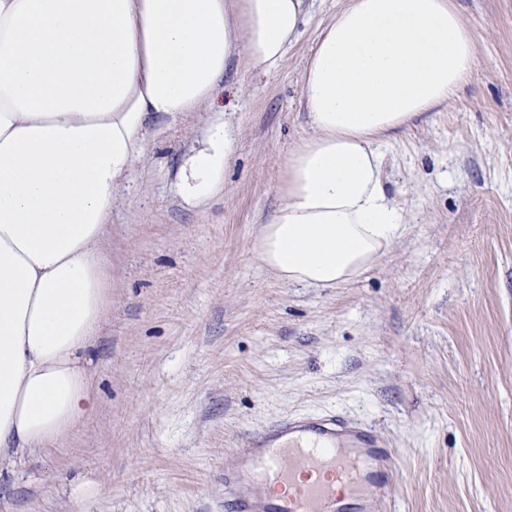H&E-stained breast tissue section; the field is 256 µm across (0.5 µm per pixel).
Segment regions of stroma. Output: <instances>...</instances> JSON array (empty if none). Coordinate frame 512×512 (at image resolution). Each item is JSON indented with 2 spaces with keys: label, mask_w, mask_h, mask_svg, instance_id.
Listing matches in <instances>:
<instances>
[{
  "label": "stroma",
  "mask_w": 512,
  "mask_h": 512,
  "mask_svg": "<svg viewBox=\"0 0 512 512\" xmlns=\"http://www.w3.org/2000/svg\"><path fill=\"white\" fill-rule=\"evenodd\" d=\"M455 2L476 67L387 149L408 230L353 282L286 284L252 251L311 132L301 69L341 0H307L276 70L233 63L213 111L149 124L109 218L98 408L0 473V512H224L238 437L329 411L397 453L377 512H512V0ZM215 120L234 153L193 208L178 167Z\"/></svg>",
  "instance_id": "35a3bbf8"
}]
</instances>
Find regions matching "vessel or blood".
I'll list each match as a JSON object with an SVG mask.
<instances>
[{
  "mask_svg": "<svg viewBox=\"0 0 512 512\" xmlns=\"http://www.w3.org/2000/svg\"><path fill=\"white\" fill-rule=\"evenodd\" d=\"M224 471V512H372L396 458L371 429L336 413L285 416L250 433Z\"/></svg>",
  "mask_w": 512,
  "mask_h": 512,
  "instance_id": "b4317fda",
  "label": "vessel or blood"
}]
</instances>
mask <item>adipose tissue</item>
<instances>
[{
    "label": "adipose tissue",
    "instance_id": "adipose-tissue-1",
    "mask_svg": "<svg viewBox=\"0 0 512 512\" xmlns=\"http://www.w3.org/2000/svg\"><path fill=\"white\" fill-rule=\"evenodd\" d=\"M304 15L305 0H0V470L97 408L102 244L151 119L209 111L235 58L275 70ZM475 60L453 0H343L302 70L311 133L288 151L257 259L316 288L372 268L407 230L382 149ZM233 152L211 123L180 168L183 199L223 192Z\"/></svg>",
    "mask_w": 512,
    "mask_h": 512
}]
</instances>
